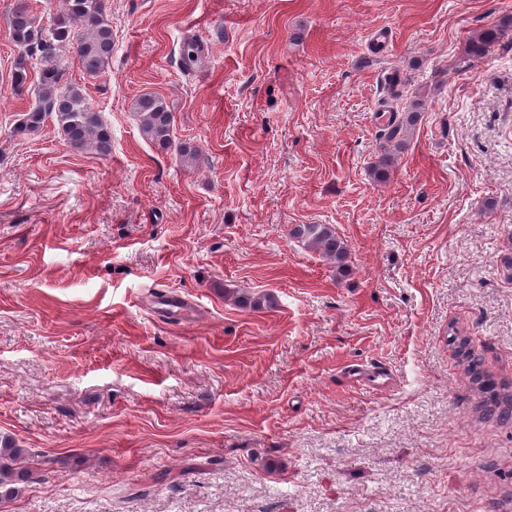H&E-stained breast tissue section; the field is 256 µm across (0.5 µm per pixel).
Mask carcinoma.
I'll list each match as a JSON object with an SVG mask.
<instances>
[{"instance_id":"cac0c4a2","label":"carcinoma","mask_w":512,"mask_h":512,"mask_svg":"<svg viewBox=\"0 0 512 512\" xmlns=\"http://www.w3.org/2000/svg\"><path fill=\"white\" fill-rule=\"evenodd\" d=\"M10 40L14 46L11 63V88L16 93L34 91L35 102L29 108L20 129L37 132L49 117L64 134L69 147L77 152L107 155L112 150V135L107 125L89 103L83 89L63 79L56 59L61 49L75 53L81 67L91 77L104 73L112 62V25L108 0H64L63 7L53 13L52 22L45 28L30 9L29 0H13L6 17ZM504 34V25L484 28L472 35L465 46L463 60L467 64L483 58L491 44ZM201 45L197 41L183 43L181 60L187 69L200 61ZM37 75L36 86L29 81ZM395 97L404 101L403 112L388 118L382 134L386 147L371 169L374 181L389 180L393 152L405 148L414 125L415 112L421 101L408 96L407 79L396 72L388 78ZM141 132L162 150L173 145L174 112L158 95L143 94L132 103ZM291 235L307 249L336 262V269L345 266L348 257L346 244L327 224H298ZM26 450L11 443L0 448V488L15 495L21 485L29 482L31 474L18 465Z\"/></svg>"}]
</instances>
